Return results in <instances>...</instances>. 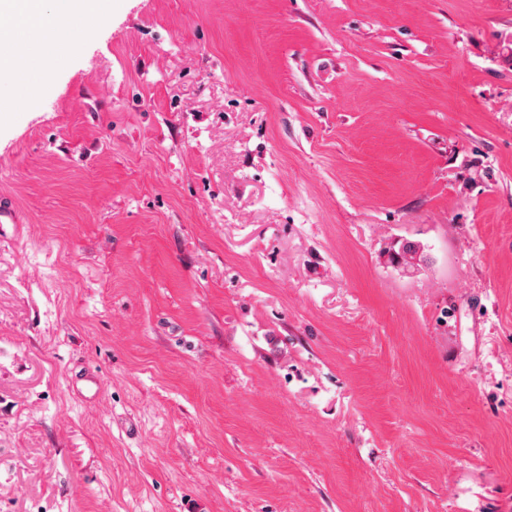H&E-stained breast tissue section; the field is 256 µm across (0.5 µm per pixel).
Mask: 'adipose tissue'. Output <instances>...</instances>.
Wrapping results in <instances>:
<instances>
[{"mask_svg":"<svg viewBox=\"0 0 512 512\" xmlns=\"http://www.w3.org/2000/svg\"><path fill=\"white\" fill-rule=\"evenodd\" d=\"M112 12V0H0V64L19 75L49 71L73 30Z\"/></svg>","mask_w":512,"mask_h":512,"instance_id":"obj_1","label":"adipose tissue"}]
</instances>
